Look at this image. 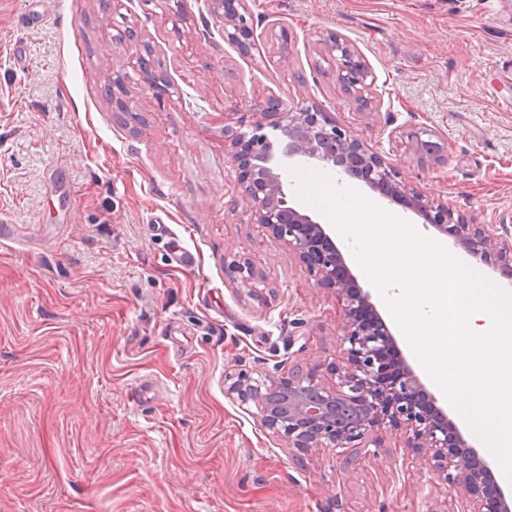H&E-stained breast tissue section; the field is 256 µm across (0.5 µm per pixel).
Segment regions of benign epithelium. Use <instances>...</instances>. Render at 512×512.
I'll list each match as a JSON object with an SVG mask.
<instances>
[{
  "label": "benign epithelium",
  "instance_id": "benign-epithelium-1",
  "mask_svg": "<svg viewBox=\"0 0 512 512\" xmlns=\"http://www.w3.org/2000/svg\"><path fill=\"white\" fill-rule=\"evenodd\" d=\"M206 2L211 13L224 18V40L250 52L255 45L253 31L239 11L245 0ZM322 41L337 62L345 89L361 93L371 76L365 61L334 32ZM127 80L124 75L114 77L112 103L117 112L133 111ZM137 84L158 95L171 86L147 63L138 71ZM250 110L255 115L251 132L224 128L228 158L250 202V220L286 243L315 276L317 287L346 303V320L339 331L343 362L327 367L310 363L286 377L240 372L225 385V396L241 406L253 404L252 415L261 428L306 453L320 448H380L379 434L402 430L404 447L427 457L436 484L445 489L463 486L475 496L469 512H512L500 488L490 493L481 489L485 462L407 362L324 225L290 204L283 175L274 164L276 150L288 158L341 168L387 201L421 217L471 258L504 271L507 278L512 276V242L494 243L481 226L454 214L446 204L430 202L402 180L395 164L320 109L288 110L280 98L270 95ZM268 124L286 137L283 145L263 133Z\"/></svg>",
  "mask_w": 512,
  "mask_h": 512
}]
</instances>
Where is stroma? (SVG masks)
<instances>
[{"label": "stroma", "mask_w": 512, "mask_h": 512, "mask_svg": "<svg viewBox=\"0 0 512 512\" xmlns=\"http://www.w3.org/2000/svg\"><path fill=\"white\" fill-rule=\"evenodd\" d=\"M256 47L204 0H0V512H461L402 445L302 453L224 396L239 372L337 363L341 300L250 221L224 128L316 106L403 179L512 236V10L492 0H247ZM37 15L27 25L26 15ZM164 98L113 77L139 51ZM373 77L345 91L321 38ZM441 143L442 160L414 153ZM261 275L258 296L233 261Z\"/></svg>", "instance_id": "1"}]
</instances>
